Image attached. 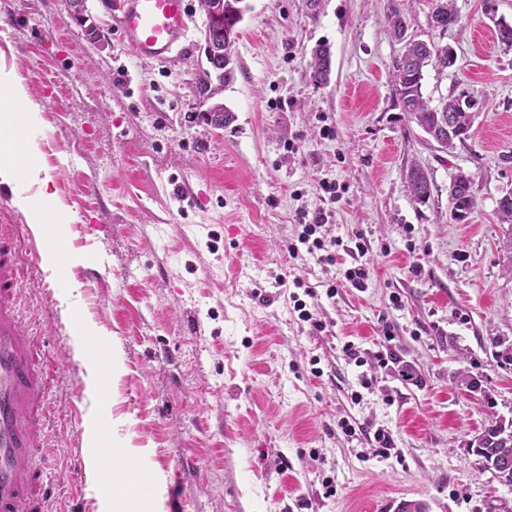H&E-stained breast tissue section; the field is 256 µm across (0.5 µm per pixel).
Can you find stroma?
<instances>
[{
  "label": "stroma",
  "instance_id": "35a3bbf8",
  "mask_svg": "<svg viewBox=\"0 0 512 512\" xmlns=\"http://www.w3.org/2000/svg\"><path fill=\"white\" fill-rule=\"evenodd\" d=\"M246 2L234 76L214 87L233 119L217 129L196 91L199 0L178 55L154 62L128 51L105 0H84L79 21L69 0H0V65L41 112L39 126L17 124L8 152L36 160L71 217L48 245L0 188V225H20L32 270L20 314L49 377L41 481L52 512H113L115 444L139 473L127 512H396L405 500L512 512V490L467 451L489 422L512 420V365L499 359L512 345V275L495 216L512 190V47L493 39L512 0H454L445 30L429 24L434 0ZM395 8L409 35L457 55L426 68L424 97L477 103L452 150L397 104ZM320 45L331 74L319 85ZM414 165L431 183L422 203L405 181ZM461 173L477 205L459 223L448 188ZM324 178L343 189L331 267L286 249L296 210L321 207ZM182 182L199 205L174 193ZM55 250L67 262L54 276ZM362 262L361 292L342 273ZM296 278L316 286L307 308L325 332L299 320ZM348 342L362 364L343 355ZM389 351L397 363H379ZM463 371L480 392L457 383ZM380 428L393 437L387 456Z\"/></svg>",
  "mask_w": 512,
  "mask_h": 512
}]
</instances>
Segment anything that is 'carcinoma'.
<instances>
[{
	"label": "carcinoma",
	"instance_id": "1",
	"mask_svg": "<svg viewBox=\"0 0 512 512\" xmlns=\"http://www.w3.org/2000/svg\"><path fill=\"white\" fill-rule=\"evenodd\" d=\"M243 0H224V21L221 27L229 34L237 32V24L242 19L239 4ZM432 15L443 26L452 25L457 20L453 0H436ZM233 40L224 41V67L218 72L217 79L224 82L233 74ZM436 64L448 67V50L429 45L422 41H408L404 52L393 61V78L396 94L402 111L412 122L445 148H452L455 139L449 135V128L469 132L474 120L473 113L462 111L455 106L454 98H446L437 106H431L422 93L423 70ZM330 72V55L321 50L311 62V76L317 83L326 81ZM406 181L412 196L423 202L430 196L427 174L419 167H412L406 173ZM452 207L472 212L476 207L473 187L459 186L458 195L449 200ZM475 456L480 458L486 470H496L499 482L512 484V422L494 421L484 427V437L478 443Z\"/></svg>",
	"mask_w": 512,
	"mask_h": 512
}]
</instances>
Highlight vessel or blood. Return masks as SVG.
Listing matches in <instances>:
<instances>
[{
    "mask_svg": "<svg viewBox=\"0 0 512 512\" xmlns=\"http://www.w3.org/2000/svg\"><path fill=\"white\" fill-rule=\"evenodd\" d=\"M117 30L137 59L169 58L190 22L188 0H121ZM31 278L20 259L14 225H0V512H45L46 497L28 500L39 470L35 449L45 447L47 381L34 367L18 299Z\"/></svg>",
    "mask_w": 512,
    "mask_h": 512,
    "instance_id": "1",
    "label": "vessel or blood"
}]
</instances>
